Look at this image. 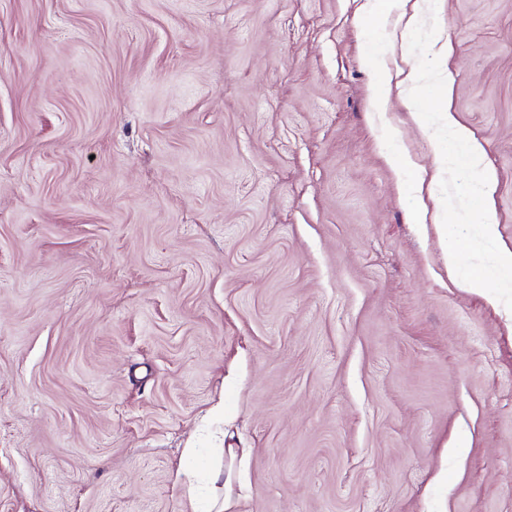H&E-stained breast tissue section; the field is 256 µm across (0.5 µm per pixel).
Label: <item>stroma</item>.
Here are the masks:
<instances>
[{
    "instance_id": "1",
    "label": "stroma",
    "mask_w": 512,
    "mask_h": 512,
    "mask_svg": "<svg viewBox=\"0 0 512 512\" xmlns=\"http://www.w3.org/2000/svg\"><path fill=\"white\" fill-rule=\"evenodd\" d=\"M364 2L0 0V512H181L227 444L238 512H512V310ZM436 17L512 249V0ZM382 52H380L377 48L373 49L371 59L373 68L379 73L381 78V86L379 88V93L374 99V107L379 112H384L387 108L389 102V91L390 85L393 80V75L390 70L383 63Z\"/></svg>"
}]
</instances>
